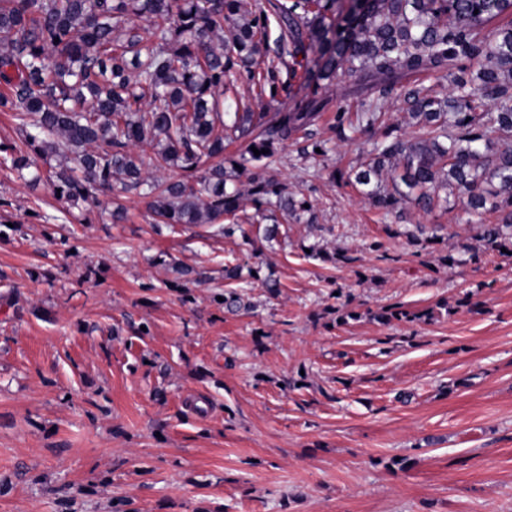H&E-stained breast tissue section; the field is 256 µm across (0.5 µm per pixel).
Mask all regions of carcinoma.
Segmentation results:
<instances>
[{"label":"carcinoma","mask_w":512,"mask_h":512,"mask_svg":"<svg viewBox=\"0 0 512 512\" xmlns=\"http://www.w3.org/2000/svg\"><path fill=\"white\" fill-rule=\"evenodd\" d=\"M276 42L291 79L309 92L285 112H253L232 99L237 82L256 100L291 87L274 62L261 64L270 18L260 0H0V111L20 142H0V162L23 174L36 159L44 181L72 207L92 211L111 197L147 199L157 224L224 225L239 233L246 178L256 211L265 205L300 222L307 200L270 175L281 149L310 134L330 103L326 90L352 80L355 112L336 113V134L355 141L385 122L384 99L401 89L419 135L370 142L368 162L340 173L388 212L442 206L443 186L466 213L497 214L476 225L485 250L512 257V0H274ZM317 49L310 61L307 52ZM451 78L446 95L419 77ZM240 153L224 155V142ZM152 147L148 158L137 152ZM267 150L256 156L254 150ZM56 164H51V160ZM169 170V178L153 171ZM398 307L371 315L420 322Z\"/></svg>","instance_id":"carcinoma-1"}]
</instances>
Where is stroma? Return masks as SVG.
<instances>
[{"instance_id": "35a3bbf8", "label": "stroma", "mask_w": 512, "mask_h": 512, "mask_svg": "<svg viewBox=\"0 0 512 512\" xmlns=\"http://www.w3.org/2000/svg\"><path fill=\"white\" fill-rule=\"evenodd\" d=\"M330 95L274 171L317 220L255 247L154 226L133 194L115 224L0 165V512H512V258L456 194L398 218L332 181L364 153L333 129L356 98ZM396 305L433 317L373 320Z\"/></svg>"}]
</instances>
